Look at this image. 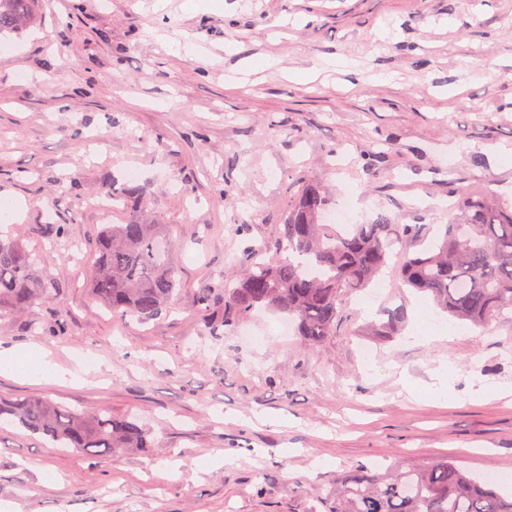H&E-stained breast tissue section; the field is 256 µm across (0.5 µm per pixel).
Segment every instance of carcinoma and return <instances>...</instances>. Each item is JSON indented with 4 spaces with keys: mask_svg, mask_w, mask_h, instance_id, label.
Returning <instances> with one entry per match:
<instances>
[{
    "mask_svg": "<svg viewBox=\"0 0 512 512\" xmlns=\"http://www.w3.org/2000/svg\"><path fill=\"white\" fill-rule=\"evenodd\" d=\"M36 5L0 0V37L35 23ZM456 195L455 215L426 243L422 225L391 224L382 213L369 224L336 231L323 223L325 186L306 178L267 245L278 258L246 253L224 287L201 290L199 302L224 295L226 334L265 307L292 316L303 341L319 344L336 335L345 297L373 284L396 238L401 283L451 319L483 329L512 320V211L488 195L463 188ZM95 248L90 290L106 308L143 322L169 311L180 288L171 240L166 225L152 223L143 200L127 211L125 223L104 225ZM49 296L22 244L0 239V320ZM1 420L94 459L115 448L154 447L150 430L105 408L83 412L39 398L0 399ZM327 501L328 512H512V498L446 460L383 474L357 463L336 479Z\"/></svg>",
    "mask_w": 512,
    "mask_h": 512,
    "instance_id": "cac0c4a2",
    "label": "carcinoma"
}]
</instances>
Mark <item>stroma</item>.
Wrapping results in <instances>:
<instances>
[{
  "mask_svg": "<svg viewBox=\"0 0 512 512\" xmlns=\"http://www.w3.org/2000/svg\"><path fill=\"white\" fill-rule=\"evenodd\" d=\"M9 44L0 193L26 210L0 236L26 246L52 297L0 321V350L63 367L79 351L94 368L75 383L0 376V398L103 407L156 446L91 460L0 423V512H325L357 463L512 475V323L410 342L420 313L396 258L385 295L348 296L316 345L265 308L214 335L223 298L197 303L274 238L304 178L351 197L361 224L447 223L458 187L512 204V0H43ZM114 181L141 189L174 242L180 293L146 324L89 292L101 221L87 202ZM398 308L394 335H368ZM59 319L65 335H48Z\"/></svg>",
  "mask_w": 512,
  "mask_h": 512,
  "instance_id": "35a3bbf8",
  "label": "stroma"
}]
</instances>
